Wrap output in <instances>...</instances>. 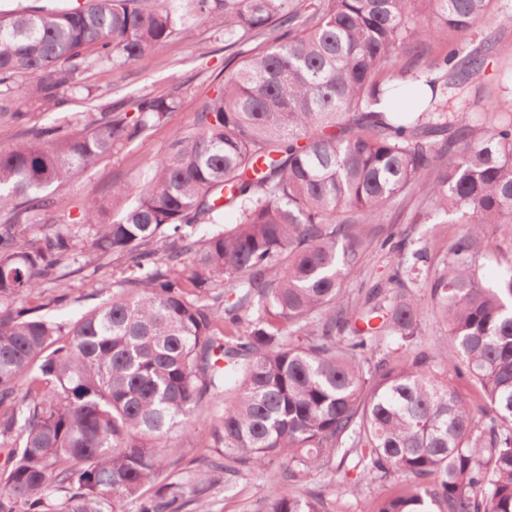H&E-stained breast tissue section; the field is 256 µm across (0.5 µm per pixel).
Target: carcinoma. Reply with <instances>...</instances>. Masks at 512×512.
<instances>
[{
    "instance_id": "1",
    "label": "carcinoma",
    "mask_w": 512,
    "mask_h": 512,
    "mask_svg": "<svg viewBox=\"0 0 512 512\" xmlns=\"http://www.w3.org/2000/svg\"><path fill=\"white\" fill-rule=\"evenodd\" d=\"M84 0L0 15V512H209L250 468L257 512H329L328 472L392 484L374 512H512V97L483 81L492 0ZM210 22L237 52L186 128L172 94L139 93L67 126L34 122ZM466 41L431 56L448 35ZM412 94L409 111L380 107ZM170 128L124 214L60 189L113 150ZM460 229L429 286L393 203ZM237 214L224 223V209ZM86 228L72 232L71 224ZM40 224L50 228L21 242ZM499 234L501 270L478 256ZM392 273L350 300L372 244ZM119 271L112 300L65 326L30 302L65 258ZM446 345L422 340L427 316ZM466 379L481 403L459 396ZM209 431L207 452L172 459Z\"/></svg>"
}]
</instances>
